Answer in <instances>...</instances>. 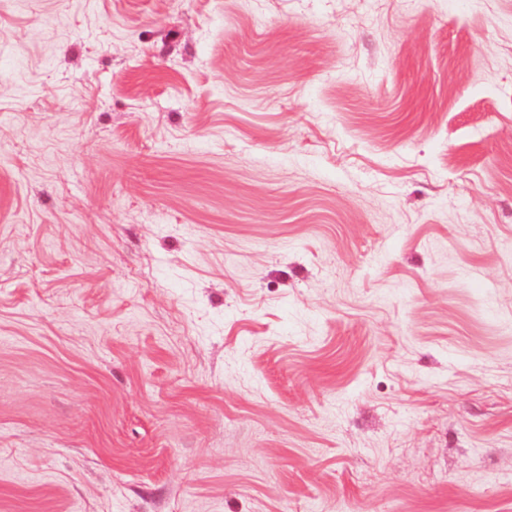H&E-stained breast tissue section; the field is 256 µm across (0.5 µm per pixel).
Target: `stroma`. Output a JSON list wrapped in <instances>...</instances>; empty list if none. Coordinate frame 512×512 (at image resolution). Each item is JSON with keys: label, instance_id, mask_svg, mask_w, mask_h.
Masks as SVG:
<instances>
[{"label": "stroma", "instance_id": "35a3bbf8", "mask_svg": "<svg viewBox=\"0 0 512 512\" xmlns=\"http://www.w3.org/2000/svg\"><path fill=\"white\" fill-rule=\"evenodd\" d=\"M0 512H512V0H0Z\"/></svg>", "mask_w": 512, "mask_h": 512}]
</instances>
